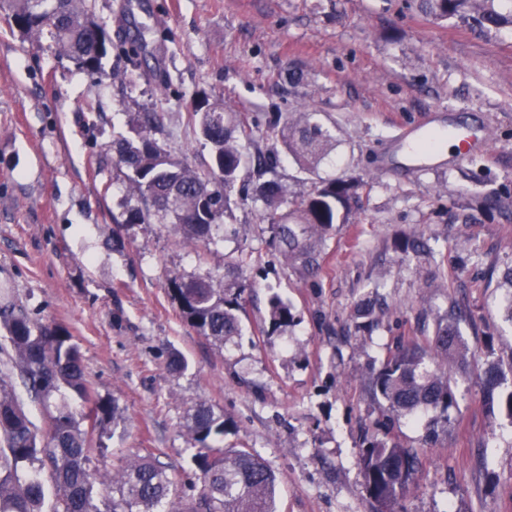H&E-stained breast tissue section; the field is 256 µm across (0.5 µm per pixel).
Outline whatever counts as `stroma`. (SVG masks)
Returning a JSON list of instances; mask_svg holds the SVG:
<instances>
[{"label": "stroma", "mask_w": 512, "mask_h": 512, "mask_svg": "<svg viewBox=\"0 0 512 512\" xmlns=\"http://www.w3.org/2000/svg\"><path fill=\"white\" fill-rule=\"evenodd\" d=\"M112 45L92 77L25 35L0 8V290L43 323L66 326L95 396L115 399L93 457L112 473L134 452L171 466L177 496L196 494L184 428L194 404L230 428L224 443L260 455L279 479L278 512H373L360 460L371 440L415 449L403 512H512V418L490 410L479 375L491 363L512 389V320L500 282L512 269V30L436 22L416 0H92ZM206 95L255 119L247 152L273 149V117L304 109L339 144L318 175L282 160L292 200L317 177L368 183L357 223L315 242L317 264L286 262L251 205L234 206L209 246L187 249L168 224L130 220L139 200L114 143L160 112L155 138L192 166L210 147L189 112ZM446 110L487 135L467 162L409 169L399 126ZM498 192L503 204L485 206ZM246 257L242 272L225 257ZM220 277L242 332L197 334L170 276ZM279 295L293 320L272 326ZM373 302L372 326L357 308ZM458 321L465 359L449 362L457 404L428 439L430 414L391 417L370 376L401 343L427 344ZM180 352L186 370L167 368Z\"/></svg>", "instance_id": "1"}]
</instances>
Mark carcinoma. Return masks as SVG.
<instances>
[{
	"label": "carcinoma",
	"mask_w": 512,
	"mask_h": 512,
	"mask_svg": "<svg viewBox=\"0 0 512 512\" xmlns=\"http://www.w3.org/2000/svg\"><path fill=\"white\" fill-rule=\"evenodd\" d=\"M48 0H6L16 27L25 34L46 35L59 53L78 69L104 75L108 37L99 51H88L91 28L106 33L96 20L89 0H57V15L46 9ZM503 0H420L423 12L439 21L472 22L487 30L512 28V7L503 10ZM190 121L211 146L208 162L201 168L171 160L153 138L163 123V113L144 112L131 124L129 135L119 139L118 163L128 170L130 189L141 206L130 219L149 224H173L186 242L208 246L212 230L231 217L236 201L262 204L261 221L268 225L281 252L289 261L313 266L311 237L333 224H348L354 203L365 183L359 178L322 179L307 198L292 210L285 186L270 178L252 188L241 174L255 169L273 173L281 158L277 150L255 156L244 150L253 127L241 113L204 96L196 98ZM271 133L285 154L303 169L314 171L336 146L335 132L314 119L309 111L284 123L271 121ZM305 225L310 237L298 235ZM168 288L183 317L200 335L219 344L240 335L239 303L228 294L221 280L212 276L174 275ZM271 323L286 326L292 320L287 303L270 298ZM0 329L5 331L11 360L34 399L50 400L60 388L93 402L90 412L77 420L63 406L50 416L44 435H39L23 403L5 379H0V512H43L45 485L40 470L48 468L56 490L53 512H101L96 504L89 462L95 453V434L118 418L116 401L92 397L80 350L67 327L33 320L26 308L13 301L0 302ZM459 349V335L452 322L438 325L430 352L414 345H401L372 374L374 398L386 403L398 416L420 410L440 413L456 402L448 382L445 361ZM489 402L502 384V370L489 365L480 376ZM185 428L197 447L194 461L201 472L196 495L185 501L170 499L174 485L171 469L153 454H136L112 474V501L107 512H277L276 475L255 453L245 448L224 447V415L205 404L191 406ZM416 457L395 441L376 440L365 449L362 475L375 512H401L400 499L415 470Z\"/></svg>",
	"instance_id": "1"
}]
</instances>
